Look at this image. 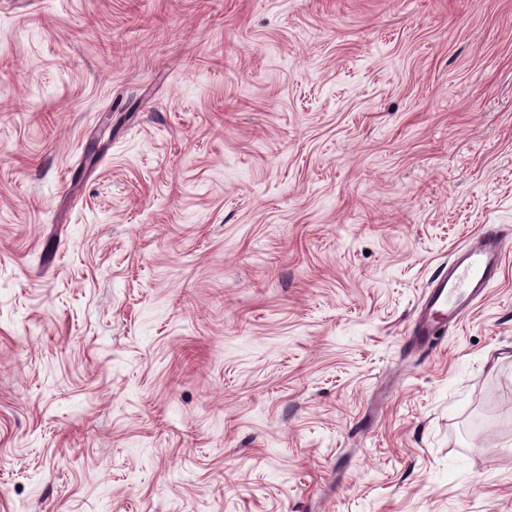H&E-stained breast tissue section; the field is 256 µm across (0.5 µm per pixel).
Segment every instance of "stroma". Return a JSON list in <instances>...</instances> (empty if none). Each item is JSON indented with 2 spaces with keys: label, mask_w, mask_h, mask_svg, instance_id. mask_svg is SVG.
I'll use <instances>...</instances> for the list:
<instances>
[{
  "label": "stroma",
  "mask_w": 512,
  "mask_h": 512,
  "mask_svg": "<svg viewBox=\"0 0 512 512\" xmlns=\"http://www.w3.org/2000/svg\"><path fill=\"white\" fill-rule=\"evenodd\" d=\"M484 224L512 0H0V512H512ZM508 240L499 227L484 226L454 251L448 264L429 280L423 291L409 337L419 345L447 326L459 323L478 303L502 268Z\"/></svg>",
  "instance_id": "1"
}]
</instances>
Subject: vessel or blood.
<instances>
[{
    "label": "vessel or blood",
    "mask_w": 512,
    "mask_h": 512,
    "mask_svg": "<svg viewBox=\"0 0 512 512\" xmlns=\"http://www.w3.org/2000/svg\"><path fill=\"white\" fill-rule=\"evenodd\" d=\"M511 245L494 226L472 234L466 247L454 251L447 265L427 283L409 331L410 339L427 344L430 336L459 323L484 300Z\"/></svg>",
    "instance_id": "vessel-or-blood-1"
}]
</instances>
